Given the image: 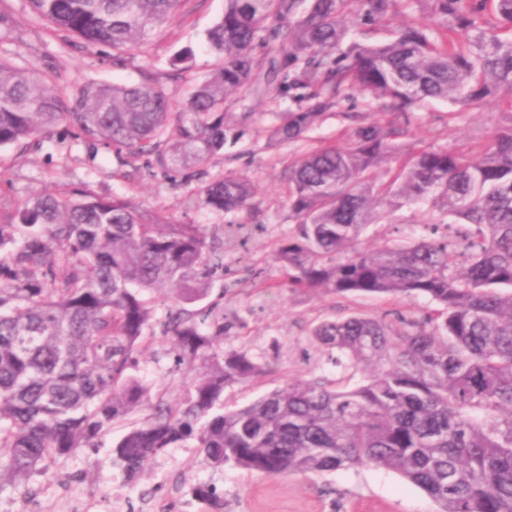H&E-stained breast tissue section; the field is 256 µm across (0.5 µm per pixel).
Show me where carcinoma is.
Wrapping results in <instances>:
<instances>
[{
    "label": "carcinoma",
    "mask_w": 512,
    "mask_h": 512,
    "mask_svg": "<svg viewBox=\"0 0 512 512\" xmlns=\"http://www.w3.org/2000/svg\"><path fill=\"white\" fill-rule=\"evenodd\" d=\"M52 32L88 48L146 50L187 0H28ZM418 0H224L209 31L213 62L181 110L154 83L60 84L0 57V149L69 123L119 165L140 159L163 173L207 166L240 137L224 111L255 84L252 54L269 21L282 55L266 77L297 104L274 113L268 145L300 138L343 82L382 101L379 119L346 146L314 147L292 166L295 234L274 259L291 291L387 298L423 295L435 308L394 322L370 315L326 321L312 343L360 375L289 378L246 406H224V388L266 367L224 347L217 304L168 309L144 292L182 302L206 298L224 272L223 243L202 224H178L126 197L77 189L33 194L0 217V488L19 486L90 446L115 422L147 410L113 447L126 481L168 448L194 441L201 462L264 477L321 475L375 466L425 492L437 512H512V126L466 150L403 155L396 139L426 101L481 109L508 93L512 109V0H428L432 21L379 45L338 53L347 24L359 29ZM490 11L496 18L484 20ZM190 48L169 60L194 68ZM317 86L314 105L302 90ZM392 162L395 167L381 170ZM253 188L218 177L187 200L216 212L250 207ZM423 208L426 236L361 250V230L393 223L403 203ZM438 215H433V212ZM160 327L178 364L194 372L170 403L132 373ZM190 494L202 512H224L212 489Z\"/></svg>",
    "instance_id": "carcinoma-1"
}]
</instances>
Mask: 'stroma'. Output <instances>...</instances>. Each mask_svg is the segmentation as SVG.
<instances>
[{
    "label": "stroma",
    "instance_id": "35a3bbf8",
    "mask_svg": "<svg viewBox=\"0 0 512 512\" xmlns=\"http://www.w3.org/2000/svg\"><path fill=\"white\" fill-rule=\"evenodd\" d=\"M224 14V0H187L183 10L154 34L148 54L91 50L79 41H64L48 31L31 14L26 0H0V54L13 57L18 66L54 73L64 84L81 81L130 84L150 79L162 86L173 101H181L197 74L212 62L206 35ZM189 47L195 52L193 71L174 75L169 58ZM290 99L269 90L263 97L243 91L228 97L224 109L250 118L243 137L225 146L205 174L192 181L173 182L152 173L145 162L124 169L109 160L107 149L90 156L71 126L61 124L48 136H37L23 147L0 152V212L14 211L44 187L63 194L84 186L106 197H131L144 210H169L182 224H203L218 229L244 224L245 235L224 238V277L215 282L207 299L194 309L219 302L224 312L225 343L267 364L268 373L249 383L226 387L224 404L237 408L282 385L289 375L337 378L338 370L321 357L310 336L326 320L354 314L394 319L418 316L428 304L420 297L400 299L348 296L324 292H292L281 287L282 272L274 260L278 241L295 230L288 206L287 185L293 161L308 147L343 145L362 126L374 122L379 101L359 88L345 84L334 103L323 111L302 140L275 147L268 144L274 113L291 108ZM512 125V108L494 103L482 110L454 113L452 105L433 101L419 110L400 138L402 151L426 146L462 149L485 142L499 129ZM233 174L248 179L255 188L253 207L247 212L219 213L204 207H187L183 201L210 179ZM420 214L416 206L397 210L396 223L371 224L361 233L362 247H377L415 237ZM166 340L154 339L140 353L136 374L145 384L171 400L182 399L190 385L184 369L175 365ZM127 422L116 423L96 440L94 447L75 455L45 473H35L25 484L0 489V512H63L66 501L78 499L92 512H114L120 500L123 512H143L152 501L160 512H198L188 491L197 483L216 486L224 496V512H436L437 506L422 490L395 471L377 467L340 469L322 476L267 478L238 468H211L201 464L194 443L167 449L127 484L112 455Z\"/></svg>",
    "mask_w": 512,
    "mask_h": 512
}]
</instances>
